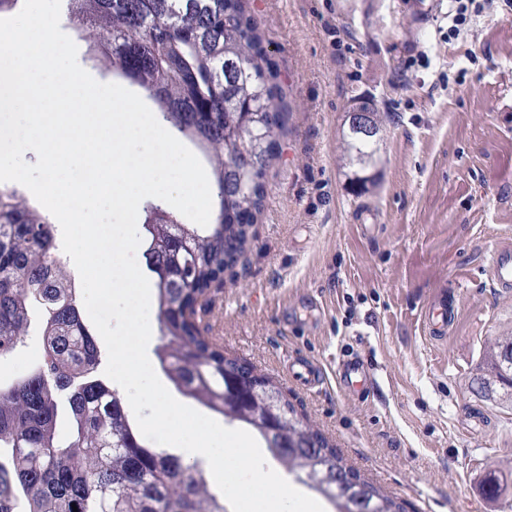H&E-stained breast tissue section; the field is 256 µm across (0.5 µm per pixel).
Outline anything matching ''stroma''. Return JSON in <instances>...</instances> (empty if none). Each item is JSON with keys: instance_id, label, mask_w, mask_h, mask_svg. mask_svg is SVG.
Listing matches in <instances>:
<instances>
[{"instance_id": "1", "label": "stroma", "mask_w": 512, "mask_h": 512, "mask_svg": "<svg viewBox=\"0 0 512 512\" xmlns=\"http://www.w3.org/2000/svg\"><path fill=\"white\" fill-rule=\"evenodd\" d=\"M480 2L452 38L448 0H248L286 112L280 158L244 253L197 315L407 512H512V401L471 387L487 341L512 330V290L486 276L512 245V14ZM361 94L384 126L358 188L337 147ZM437 298L455 321L435 340L423 313ZM42 353L35 322L0 386ZM351 355L370 368L367 394L336 385ZM298 357L327 383L294 380Z\"/></svg>"}]
</instances>
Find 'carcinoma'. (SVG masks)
Wrapping results in <instances>:
<instances>
[{
	"mask_svg": "<svg viewBox=\"0 0 512 512\" xmlns=\"http://www.w3.org/2000/svg\"><path fill=\"white\" fill-rule=\"evenodd\" d=\"M81 35L101 46L105 69L123 76L158 107L178 135L202 147L212 168L219 213L202 229L160 204L146 207L145 268L157 290L159 368L182 396L256 431L270 456L336 512H403L397 498L347 467L312 425L295 439L263 430L251 411L226 401V379L281 389L256 368L224 356L200 335L182 305L203 295L244 251L266 196L264 177L278 158L284 122L277 75L244 0H69ZM380 129L375 100L357 95L342 156L373 162L377 141L354 125V112ZM42 321L40 363L0 388V512H224L199 463L149 446L129 419L123 396L102 381L101 350L86 325L74 279L56 259L55 225L15 188L0 186V358ZM486 396L512 397V336L495 338L473 379Z\"/></svg>",
	"mask_w": 512,
	"mask_h": 512,
	"instance_id": "1",
	"label": "carcinoma"
}]
</instances>
